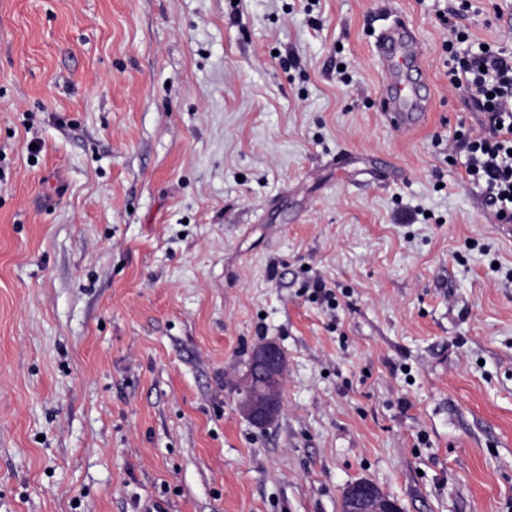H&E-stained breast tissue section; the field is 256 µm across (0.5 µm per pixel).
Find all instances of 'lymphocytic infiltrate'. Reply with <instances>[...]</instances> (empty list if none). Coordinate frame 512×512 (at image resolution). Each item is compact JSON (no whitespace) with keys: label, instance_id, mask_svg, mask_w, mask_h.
Segmentation results:
<instances>
[{"label":"lymphocytic infiltrate","instance_id":"1","mask_svg":"<svg viewBox=\"0 0 512 512\" xmlns=\"http://www.w3.org/2000/svg\"><path fill=\"white\" fill-rule=\"evenodd\" d=\"M451 87L472 94L486 117L481 132L459 130L457 146L468 154L466 174L481 185L495 218L512 223V54L485 49L454 60Z\"/></svg>","mask_w":512,"mask_h":512}]
</instances>
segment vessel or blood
<instances>
[{
	"label": "vessel or blood",
	"instance_id": "vessel-or-blood-1",
	"mask_svg": "<svg viewBox=\"0 0 512 512\" xmlns=\"http://www.w3.org/2000/svg\"><path fill=\"white\" fill-rule=\"evenodd\" d=\"M382 63V92L386 115L398 129H409L426 118L429 98L412 75L421 71L423 52L414 33L406 27L384 30L376 46Z\"/></svg>",
	"mask_w": 512,
	"mask_h": 512
}]
</instances>
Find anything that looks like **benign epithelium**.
Masks as SVG:
<instances>
[{"label": "benign epithelium", "instance_id": "1", "mask_svg": "<svg viewBox=\"0 0 512 512\" xmlns=\"http://www.w3.org/2000/svg\"><path fill=\"white\" fill-rule=\"evenodd\" d=\"M285 369V355L276 343L265 342L255 350L239 388V410L253 425L265 428L280 416ZM342 512H401V508L374 484L359 480L347 488Z\"/></svg>", "mask_w": 512, "mask_h": 512}]
</instances>
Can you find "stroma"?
<instances>
[{
  "mask_svg": "<svg viewBox=\"0 0 512 512\" xmlns=\"http://www.w3.org/2000/svg\"><path fill=\"white\" fill-rule=\"evenodd\" d=\"M471 2L469 49L512 52V0ZM458 5L0 0V512H341L360 479L512 512V223L453 145L484 119L448 83ZM398 19L411 130L379 94ZM376 50L382 63L385 115L395 128L410 129L425 120L429 108V97L411 77L412 71H422L420 43L411 30L395 26L381 33ZM306 289V292H310L309 297L313 302H319L320 305H326L330 309H335L338 305L335 289L324 278L314 279ZM285 369V355L276 343L265 342L255 350L240 384L239 410L256 427H268L280 416Z\"/></svg>",
  "mask_w": 512,
  "mask_h": 512,
  "instance_id": "obj_1",
  "label": "stroma"
}]
</instances>
